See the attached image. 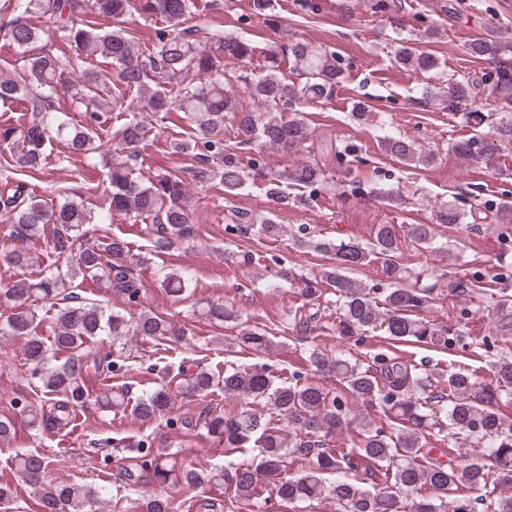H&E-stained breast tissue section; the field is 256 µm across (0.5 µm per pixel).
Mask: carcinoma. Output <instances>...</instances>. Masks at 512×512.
Masks as SVG:
<instances>
[{
  "label": "carcinoma",
  "instance_id": "obj_1",
  "mask_svg": "<svg viewBox=\"0 0 512 512\" xmlns=\"http://www.w3.org/2000/svg\"><path fill=\"white\" fill-rule=\"evenodd\" d=\"M84 0H15L17 16L0 29L22 59L23 72L14 78H0V102L26 97L31 116L18 126H0V148L8 151L9 165L21 172L42 168L46 151L55 141L62 142L70 156L80 160L100 159L106 163L127 150L124 161L112 162L107 176L111 185L108 212L128 218L152 219L145 255L131 253L130 243L112 235L100 247L91 242L86 225L95 220L92 208L80 192L61 194L55 206L29 191L27 183L17 180L0 193V218L9 224V237L18 245L0 253V261L16 271V278L0 284V335L25 339L24 360L38 379L43 392L55 396L52 414L46 416L32 404L24 405L29 425L43 429L48 422L66 425L78 410L92 404L103 412H124L142 422H151L172 414L179 395L204 396L217 389L224 396L238 398L243 407L232 415L209 414L207 431L224 440V447L238 450L250 447L254 460L250 465L230 464L224 470L177 469L159 454L145 459L149 442L133 444L140 466L150 470L160 484L225 485L232 497L225 504L207 499L198 504L199 512H221L251 507L263 491L284 504L313 505L330 501L335 512H512V428H504L497 408L502 397L512 395V359L505 355V337L497 331L475 340L476 348L500 355L495 362V384L479 387L473 374L465 369H430L411 364L400 357L379 354L374 369L363 367L353 355L329 356L312 346L305 361L314 371L336 379L337 386L301 382V371L281 381L268 365L250 368L230 367L224 375L196 365L182 372L179 391L162 385L152 393L129 404L127 391L112 388L91 398L85 384L89 371L110 376L124 369L120 357L132 336L179 342L181 331L158 314L141 312L132 317L66 290L75 276L97 282L135 303L139 287L135 266L148 256L167 253L173 246L194 237L192 210L187 205L185 179L180 174L157 175L142 180L133 174L128 160L133 148L151 131L136 111L116 134L118 141L103 140L97 128L108 121L117 102L101 86L96 71L84 67L86 59L98 55L108 60L117 72L120 86L146 102L150 111L185 114L193 130L190 140L174 144L177 153L193 152L202 166L191 171L196 180L219 178L224 198L239 195L249 179L260 178L265 193L273 200L287 198L281 175L264 171L259 163L246 170L239 153L258 146L271 145L295 154L306 147L312 131L305 122L299 103H315L327 97L339 83L342 69L336 55L320 51L306 43L288 44V60L306 75L295 85L279 72L272 59L265 73L242 76L243 90L263 105L258 110L239 107L237 97L228 91L227 67L250 60L255 47L243 36H226L188 25L192 21L194 0H139L140 9L158 16L165 27L158 30L152 52H141L135 37L119 28L101 32L95 22L80 18ZM133 0H92L91 9L101 18H119L137 6ZM42 13L53 17L55 31L69 51L60 55L42 48L32 49L39 31L27 16ZM468 53L478 59L498 60L512 53V41L492 33L472 40ZM397 63L415 72L438 67V59L402 42L395 49ZM66 86L73 100L85 105L84 120L70 123L61 119L54 105L57 87ZM496 98L498 117L491 121L494 135L512 141V69L499 67L479 78L448 82V109L456 111L483 93ZM294 112L284 118L280 110ZM231 120L233 136L224 140V125ZM381 150L408 169L434 162L412 140L387 135L380 140ZM452 150L466 159L493 165V153L481 135L456 143ZM298 186L317 188L325 181L322 168L314 161L296 166L288 175ZM434 223L413 224L408 235H399L394 224H377L368 246L354 241L338 244L319 241L315 247L333 251L335 264L321 275L299 277L303 295L312 307L300 310L298 323L321 320V284L334 288L340 335L351 338L367 331L381 332L395 342H414L450 348L462 341L460 332L434 323L420 311L431 301L435 285L423 283L426 277L401 262L404 250L432 248L436 225L463 222V214L454 201L434 210ZM266 237L283 234L284 226L274 215L252 217L234 214L231 230L246 234L252 226ZM46 241L47 253L65 262L61 268L50 264L37 279L27 277L33 265L29 249L22 243L32 238ZM380 262V276L389 289L379 294L352 277V273ZM160 287L173 298H180L192 282L188 271L158 269ZM60 300L53 325L51 343L38 335L41 323L35 303ZM202 316L215 322L239 319L238 312L222 302L202 309ZM105 336L108 351L100 355L85 351L88 343ZM238 342L256 352L274 347L269 332L248 325L238 332ZM66 358L59 360V355ZM366 409L357 418L360 428L350 449L329 447V440L341 434L351 420L349 400ZM264 403L298 431L277 429L264 421V415L252 408ZM383 415L377 424L372 414ZM450 448L468 444L479 450L465 462L450 457L446 461L433 456L436 445ZM309 458L301 474L288 471V458ZM16 472L31 492L38 496L41 512H95L99 491L76 484L50 487L46 483L50 460L38 451H23L12 457ZM335 476L332 482L326 475ZM381 474L386 486L374 491L369 481ZM141 512H172L169 497L154 494L143 500Z\"/></svg>",
  "mask_w": 512,
  "mask_h": 512
}]
</instances>
